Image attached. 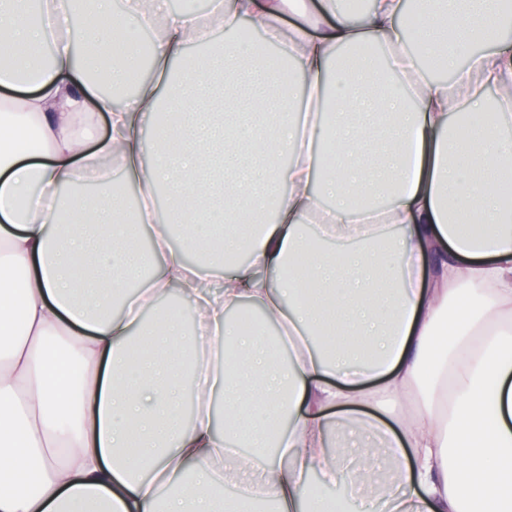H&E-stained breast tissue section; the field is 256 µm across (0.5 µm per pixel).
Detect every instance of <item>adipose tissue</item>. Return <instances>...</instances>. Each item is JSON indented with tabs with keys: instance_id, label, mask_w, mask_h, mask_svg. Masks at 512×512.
<instances>
[{
	"instance_id": "ef3b65f1",
	"label": "adipose tissue",
	"mask_w": 512,
	"mask_h": 512,
	"mask_svg": "<svg viewBox=\"0 0 512 512\" xmlns=\"http://www.w3.org/2000/svg\"><path fill=\"white\" fill-rule=\"evenodd\" d=\"M100 2L111 43L162 24L150 77L120 104L90 83L81 27L48 35L26 0L0 12L1 49L52 45L31 92L15 94L14 70L0 69V512H252L266 499L324 512L314 471L389 512H512V209L497 189L512 178V142L484 120L494 103L512 124L505 0H465L421 57L401 25L407 0H369L356 20L343 0H217L211 16L166 13L163 0H128L116 16ZM286 15L301 23L285 35ZM216 16L259 25L304 77L284 84L259 48L228 45L235 111L220 128L192 110L209 69L171 79ZM91 110L108 118L92 150L76 128ZM31 129L39 150L16 148ZM329 139L337 161L322 175ZM107 164L145 205L191 191L192 206L231 223L224 254L245 246L248 259L211 289L214 265L172 246L181 207L134 225L116 196L61 205L64 185ZM142 232L147 254L132 244ZM102 263L117 290L142 265L152 273L116 311L111 296L83 297ZM172 294L197 316L191 335L143 318ZM248 303L278 324V342L233 329L229 312ZM415 388L416 412L377 414ZM334 423L353 442L330 446Z\"/></svg>"
}]
</instances>
